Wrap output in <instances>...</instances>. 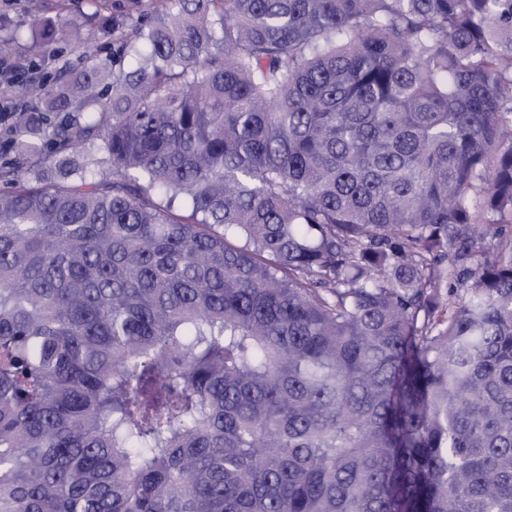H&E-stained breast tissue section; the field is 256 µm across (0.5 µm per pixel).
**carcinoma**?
<instances>
[{
  "label": "carcinoma",
  "instance_id": "carcinoma-1",
  "mask_svg": "<svg viewBox=\"0 0 512 512\" xmlns=\"http://www.w3.org/2000/svg\"><path fill=\"white\" fill-rule=\"evenodd\" d=\"M94 2L130 69L61 19L81 70L0 165V512H512L479 224L512 219V0Z\"/></svg>",
  "mask_w": 512,
  "mask_h": 512
}]
</instances>
